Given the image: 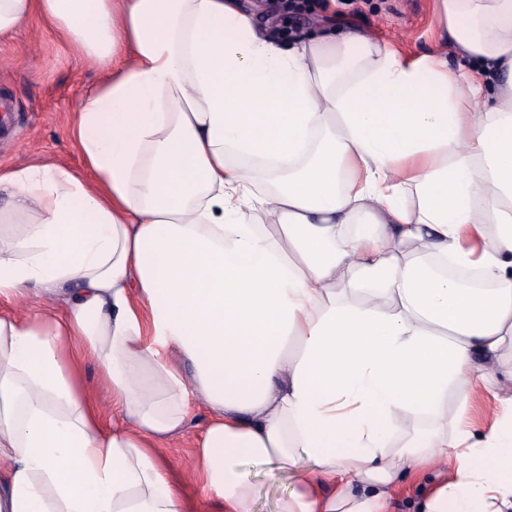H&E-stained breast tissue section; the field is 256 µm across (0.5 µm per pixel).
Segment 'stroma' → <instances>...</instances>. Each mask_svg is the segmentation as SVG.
<instances>
[{"label": "stroma", "instance_id": "35a3bbf8", "mask_svg": "<svg viewBox=\"0 0 512 512\" xmlns=\"http://www.w3.org/2000/svg\"><path fill=\"white\" fill-rule=\"evenodd\" d=\"M256 19L274 31L281 47L308 31L311 17L333 15L334 25L355 24L415 59L443 51L449 66H457L452 49H440L434 0H336L328 12L326 0H308V13L291 12L284 0H242ZM103 75L92 60L82 59L41 22L25 23L11 43L0 46V99L14 106L10 123L0 124V167L31 163L81 167L71 127L81 100L93 93ZM207 419L198 409L183 439L161 449L175 480L186 485L196 512H210L207 494L192 479L195 444Z\"/></svg>", "mask_w": 512, "mask_h": 512}]
</instances>
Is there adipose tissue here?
Segmentation results:
<instances>
[{"label":"adipose tissue","instance_id":"ef3b65f1","mask_svg":"<svg viewBox=\"0 0 512 512\" xmlns=\"http://www.w3.org/2000/svg\"><path fill=\"white\" fill-rule=\"evenodd\" d=\"M436 5L454 68L357 28L284 50L239 0H0V42L36 19L107 73L82 170L0 171V300L38 303L0 314V512H191L155 450L197 401L216 512L282 476L276 512H387L427 473L419 512H512V0ZM453 389L452 430L391 446ZM83 372L86 381L95 390L96 397L103 413L107 418L112 417L111 393L110 390L100 382L96 365L92 361H86L84 363ZM473 418L476 423L477 435L486 433L493 424L498 407L491 395L485 393L477 396L473 401Z\"/></svg>","mask_w":512,"mask_h":512}]
</instances>
